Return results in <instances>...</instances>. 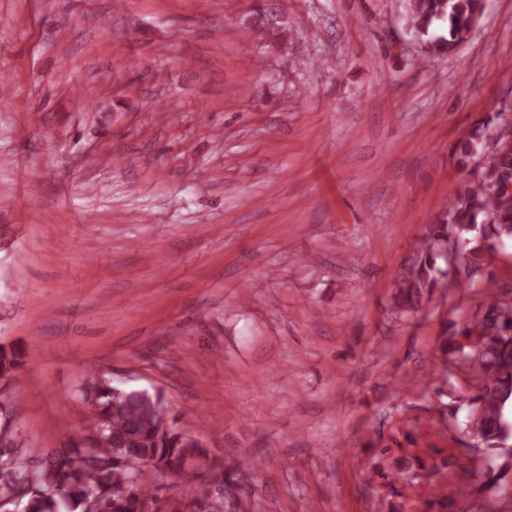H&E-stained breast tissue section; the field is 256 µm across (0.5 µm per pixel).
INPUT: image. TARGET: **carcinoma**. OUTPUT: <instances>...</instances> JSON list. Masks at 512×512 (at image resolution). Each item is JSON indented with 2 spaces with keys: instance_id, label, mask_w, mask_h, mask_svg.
Masks as SVG:
<instances>
[{
  "instance_id": "1",
  "label": "carcinoma",
  "mask_w": 512,
  "mask_h": 512,
  "mask_svg": "<svg viewBox=\"0 0 512 512\" xmlns=\"http://www.w3.org/2000/svg\"><path fill=\"white\" fill-rule=\"evenodd\" d=\"M485 0H405L404 24L413 40L433 55H443L469 39L485 11ZM466 180L448 198L437 222L428 225L417 243L413 262L397 276V316L418 310L424 293L448 287V245H463L453 283L471 288L482 273L485 255L512 238V122L495 112L478 121L455 147ZM479 313L458 334L477 338V347L437 346L445 358L440 383L448 369L467 382L458 392L453 412L467 408L464 425L478 437L482 450L512 466V287L483 282ZM20 354L0 346V378L20 367ZM77 398L90 413L89 422L69 449L53 452L35 470L12 458L0 467V496L16 490L26 498V512H144L145 503L160 498L154 471L177 477L187 472L200 449L180 441L177 421L161 420L165 402L158 390L116 385L112 378L90 370ZM253 468L246 459L220 464L195 484L193 512H245L246 493L238 492L236 474Z\"/></svg>"
}]
</instances>
